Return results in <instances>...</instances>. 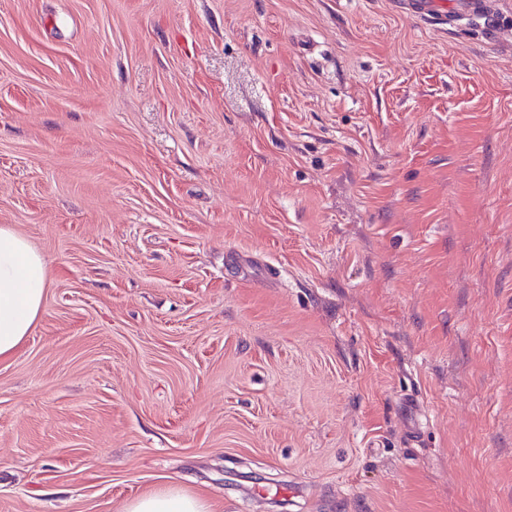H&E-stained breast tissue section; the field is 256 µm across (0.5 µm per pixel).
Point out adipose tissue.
I'll return each mask as SVG.
<instances>
[{
  "label": "adipose tissue",
  "instance_id": "obj_1",
  "mask_svg": "<svg viewBox=\"0 0 512 512\" xmlns=\"http://www.w3.org/2000/svg\"><path fill=\"white\" fill-rule=\"evenodd\" d=\"M47 262L12 227L0 226V359L28 336L43 303ZM124 512H211L198 496L166 487L140 496Z\"/></svg>",
  "mask_w": 512,
  "mask_h": 512
}]
</instances>
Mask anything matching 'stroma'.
Masks as SVG:
<instances>
[{
    "label": "stroma",
    "instance_id": "stroma-1",
    "mask_svg": "<svg viewBox=\"0 0 512 512\" xmlns=\"http://www.w3.org/2000/svg\"><path fill=\"white\" fill-rule=\"evenodd\" d=\"M0 0V512H512V0ZM298 495H288V488ZM456 0H404L402 4L421 18L438 21L446 25L458 16L475 13L480 8L481 0H466L453 5ZM47 262L9 225L0 226V359L28 336L43 303ZM124 512H212L198 496L181 488L166 487L140 496Z\"/></svg>",
    "mask_w": 512,
    "mask_h": 512
}]
</instances>
